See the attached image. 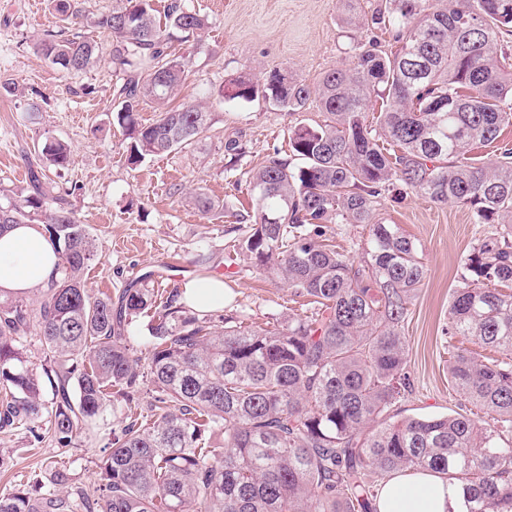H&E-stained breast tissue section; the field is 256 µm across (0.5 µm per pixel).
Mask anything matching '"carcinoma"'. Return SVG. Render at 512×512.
<instances>
[{
	"label": "carcinoma",
	"instance_id": "cac0c4a2",
	"mask_svg": "<svg viewBox=\"0 0 512 512\" xmlns=\"http://www.w3.org/2000/svg\"><path fill=\"white\" fill-rule=\"evenodd\" d=\"M371 23L395 32L400 48L350 43L352 64L311 86L274 72L258 83L241 75L229 100L261 96L299 112L314 100L325 114L289 129L292 158H267L249 174L255 209L233 213L250 230L241 252L294 292L311 314L273 326L243 327L200 318L165 302L144 358L132 354L124 317L156 303L155 289L129 285L110 294L84 286L94 239L72 212L47 205L39 180L12 207L0 206V232L47 226L58 244L59 278L36 304L0 296V427L58 444L97 435L107 409H132L140 377L153 386L156 420L110 432L98 479L72 482L52 464L26 486L0 493V512H377L386 479L433 472L455 485L453 512H512V363H485L458 350L448 364L456 390L493 416L398 417L408 385L404 322L425 270L419 247L378 218L390 186L456 203L475 224H498L462 263L448 310V335L512 353V148L482 164L468 156L512 125V0H378ZM95 24L113 40L124 73L115 121L130 139L127 161L192 144L209 128L203 102L171 106L187 76L167 29L200 30L205 19L174 2L165 24L151 0H125ZM103 44L49 34L41 55L68 72L86 69ZM161 112L139 123L140 100ZM379 116L369 120L373 103ZM396 146L384 151L380 142ZM57 139L41 156L69 162ZM277 223L270 224L265 216ZM329 224H366L359 260L317 242ZM36 328L50 404L27 366L22 338ZM145 362L147 372L140 369Z\"/></svg>",
	"mask_w": 512,
	"mask_h": 512
}]
</instances>
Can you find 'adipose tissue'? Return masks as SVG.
<instances>
[{"label":"adipose tissue","instance_id":"ef3b65f1","mask_svg":"<svg viewBox=\"0 0 512 512\" xmlns=\"http://www.w3.org/2000/svg\"><path fill=\"white\" fill-rule=\"evenodd\" d=\"M59 255L43 225L17 224L0 234V294L24 295L58 276ZM454 487L431 473L396 477L383 488L378 512H448Z\"/></svg>","mask_w":512,"mask_h":512}]
</instances>
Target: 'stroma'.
Masks as SVG:
<instances>
[{
  "label": "stroma",
  "instance_id": "stroma-1",
  "mask_svg": "<svg viewBox=\"0 0 512 512\" xmlns=\"http://www.w3.org/2000/svg\"><path fill=\"white\" fill-rule=\"evenodd\" d=\"M183 2L206 24L190 35L176 33L171 42L172 52L188 62L178 100L206 101L211 124L191 145L134 167L126 161L127 142L114 120L122 75L109 58L80 72L58 69L34 48L45 33L63 27L50 0H0V205L27 194L30 165L45 140L69 144L68 165L43 169L42 180L96 240L97 253L83 275L86 288L113 295L140 280L158 293L157 306L125 323L128 343L140 358L158 305L180 296L190 280L221 275L230 263L238 274L224 281L221 317L263 327L312 310L308 298L294 296L287 283L240 252L248 226L233 215L255 207L248 172L268 155L288 157L289 128L322 122L324 114L313 103L291 115L260 98L226 100L220 95L224 85L245 74L261 81L273 71L313 85L327 70L349 65L352 38L374 39L389 51L398 47L391 32L371 24L376 0H359L353 24L345 21L339 0ZM231 138L242 144L235 157L224 149ZM196 193L214 201L215 210L200 211L192 199ZM378 213L416 241L425 267L404 326L411 389L396 409L403 416L473 413L474 405L448 379V363L462 346L461 337L448 334V309L460 284L462 257L496 227L472 223L465 207L415 193L386 195ZM101 446L98 439L66 447L37 443L23 428H0V448L25 451L12 471L0 474V492L26 484L48 461L64 465L73 482L90 484Z\"/></svg>",
  "mask_w": 512,
  "mask_h": 512
}]
</instances>
